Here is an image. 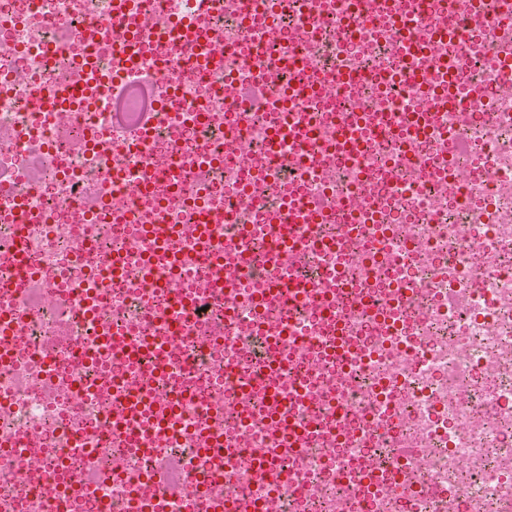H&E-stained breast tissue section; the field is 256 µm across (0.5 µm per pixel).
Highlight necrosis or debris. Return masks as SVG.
Masks as SVG:
<instances>
[{
  "instance_id": "necrosis-or-debris-1",
  "label": "necrosis or debris",
  "mask_w": 512,
  "mask_h": 512,
  "mask_svg": "<svg viewBox=\"0 0 512 512\" xmlns=\"http://www.w3.org/2000/svg\"><path fill=\"white\" fill-rule=\"evenodd\" d=\"M116 2L0 0V512H512V24Z\"/></svg>"
}]
</instances>
